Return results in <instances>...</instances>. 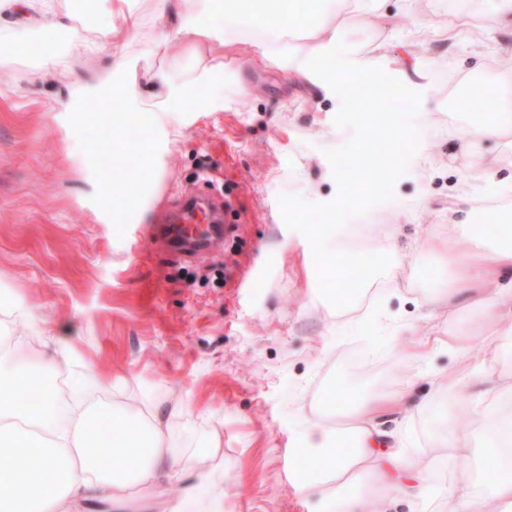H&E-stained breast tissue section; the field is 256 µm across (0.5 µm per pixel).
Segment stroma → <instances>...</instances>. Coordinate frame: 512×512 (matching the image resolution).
I'll return each instance as SVG.
<instances>
[{
	"label": "stroma",
	"instance_id": "obj_1",
	"mask_svg": "<svg viewBox=\"0 0 512 512\" xmlns=\"http://www.w3.org/2000/svg\"><path fill=\"white\" fill-rule=\"evenodd\" d=\"M138 36L123 43L122 79L146 71L210 65L211 55L187 56L180 40L164 39L153 0H135ZM375 27L350 15L341 43L367 66L381 67L421 92L420 145L392 200L351 218L340 238L350 251L370 253L394 236L415 253L395 277L370 281L362 292L359 325L321 298L312 251L289 230L278 198L296 193L327 203L338 195L326 153L352 131L335 124L338 97L319 84L293 82L285 67L242 47L224 50V107L188 112L177 121L147 125L155 149L140 163L125 126L111 124L113 104L96 87L112 82L109 51L85 54L71 44L70 20L56 35L35 30L22 58L0 59V336L44 333L34 352L70 340L80 359L108 384L85 403L122 402L143 412H172L174 438L194 446L217 434L224 456V512H321L316 497L295 481L301 459L293 437L300 411L324 397L339 378L352 387L395 388L409 335L448 328L445 309L425 303L426 287L443 271L423 249L430 234H447L448 209L458 195L476 199L487 233L497 210L512 199V157L484 145L497 163V184L475 178L478 163L450 158L449 141L468 135L464 113L448 109V90L476 60L493 63L504 35L476 47L448 39V0H385ZM48 56L63 63L47 68ZM140 181L146 216L113 222L119 198L108 185ZM205 192L230 205L223 258L192 260L173 253L156 229L187 196ZM459 327L472 334L469 357L435 350L415 363L414 418L404 450L431 468L439 496L426 512H448V491L468 478L491 482L480 449L483 428L468 412L458 434L475 454L466 470L442 464L430 435L437 409L429 401L439 383L472 374L471 360H496L512 371V350L497 346L477 319Z\"/></svg>",
	"mask_w": 512,
	"mask_h": 512
}]
</instances>
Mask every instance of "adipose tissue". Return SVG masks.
Returning <instances> with one entry per match:
<instances>
[{
    "label": "adipose tissue",
    "instance_id": "obj_1",
    "mask_svg": "<svg viewBox=\"0 0 512 512\" xmlns=\"http://www.w3.org/2000/svg\"><path fill=\"white\" fill-rule=\"evenodd\" d=\"M298 0H157L162 14L173 19L172 37L183 42L187 53L197 57L205 50L244 43L254 54L276 57L298 79L322 81L329 93L347 94L351 85L368 78L369 71L356 55L342 50L341 18L352 14L370 23L381 0H313L316 15L313 28L320 38L318 51L310 52L288 42L271 49L270 42L301 22ZM473 10L448 15V36L469 33L480 42L499 29H512V0H477ZM32 8L42 21L41 29L62 28L64 19L78 14L93 22L85 32H73L76 46L88 52L101 48L108 33L123 29L137 36L140 18L130 0H0V8ZM336 24H326L328 16ZM335 59V77L322 80V62ZM482 68L457 76L456 87L464 98L454 101L461 109L467 100L489 92L487 112L470 119V137L460 151L468 158L483 154L486 142L512 150V49L501 50L493 66L490 86H483ZM224 77L223 65L183 75L159 70L148 79L149 93L141 95L137 83L121 81L108 86V95L121 101L119 111L110 113L111 122L123 124L129 117L160 113L162 119L185 112H209L217 97L196 99L200 84H216ZM477 208L471 197L459 196L448 210V236H431L423 247L437 263L452 273L449 288L435 287L427 301L446 306L456 314L452 297L473 280L486 285L478 299L480 319L495 339L512 335V326L501 323L499 311L512 307V290L500 287L503 271L512 270V225L501 227L500 235L487 240L471 236L467 260H459L453 249V235L471 226ZM69 343L57 342L53 359L30 362L25 340L12 346L8 359L0 358V454L18 461L17 467L0 469V512H78L83 502L95 499L118 512H224V491L217 475L224 468L217 439L200 440L188 448L170 436V418L161 409L145 417L122 403L112 405V421L118 431L111 451H104L92 432L95 411L60 405L57 393L47 383L56 357H69ZM477 378L459 384L448 383L440 400V430L436 447L445 451L452 465H465L473 450L458 441L454 427L457 409L479 406L485 429L484 457L495 477L485 484L477 480L456 483L451 489L453 512H512V380L498 373L486 360L475 366ZM43 384V401L38 408L19 404L22 390ZM386 400L373 391H343L328 406H313L303 415L298 428L297 452L319 467L318 479L300 478L299 491L318 496L323 512H379L385 491L402 482L409 499L418 506L435 499L432 474L418 470L402 459L401 431L387 432L374 421ZM191 473L193 480L177 501H145L141 493Z\"/></svg>",
    "mask_w": 512,
    "mask_h": 512
}]
</instances>
